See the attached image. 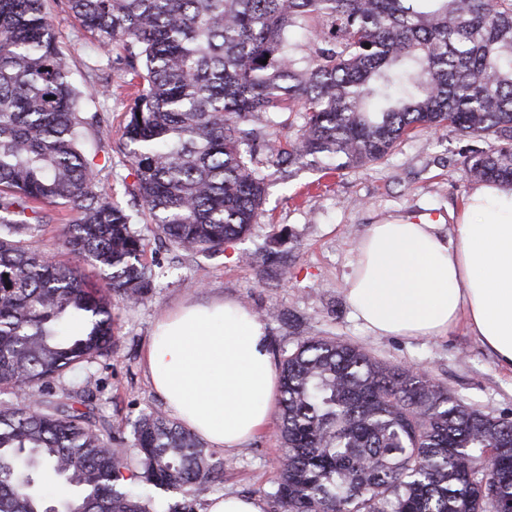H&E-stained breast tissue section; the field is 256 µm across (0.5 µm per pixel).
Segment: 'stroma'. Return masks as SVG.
<instances>
[{
  "instance_id": "1",
  "label": "stroma",
  "mask_w": 512,
  "mask_h": 512,
  "mask_svg": "<svg viewBox=\"0 0 512 512\" xmlns=\"http://www.w3.org/2000/svg\"><path fill=\"white\" fill-rule=\"evenodd\" d=\"M47 9L73 86L95 91V102L108 118L104 133L89 134L83 149L107 165L101 189L132 208L127 192L134 181L132 166L118 150L131 101L128 77L110 65L115 49L101 47L99 37L87 33L55 0ZM470 145L452 129L423 131L401 140L378 163L337 172L308 166L287 179L266 152L257 151L268 177L259 224L222 251L193 260L176 257L152 239L147 257L161 263L165 277L150 299L114 304L110 351L86 369L66 374L62 385L91 379L93 406L114 424H130L143 411L163 408L144 365L156 319L185 302L224 298L265 321L274 361L292 353L303 338L332 337L359 345L379 360L417 367L462 402L512 419V373L495 363L465 324L445 336H376L354 317L344 294L355 246L369 225L423 214L440 217L444 231H452L476 186L461 167ZM215 455L224 461V478L197 494L195 512H205L213 496L266 497L278 477L277 422L243 447L228 454L219 449Z\"/></svg>"
}]
</instances>
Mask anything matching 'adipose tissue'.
I'll return each mask as SVG.
<instances>
[{
  "label": "adipose tissue",
  "instance_id": "ef3b65f1",
  "mask_svg": "<svg viewBox=\"0 0 512 512\" xmlns=\"http://www.w3.org/2000/svg\"><path fill=\"white\" fill-rule=\"evenodd\" d=\"M346 297L377 336H444L466 323L512 372V189L475 187L447 235L420 218L370 225ZM144 362L171 413L212 447L232 452L271 418L278 373L268 330L240 303L160 316Z\"/></svg>",
  "mask_w": 512,
  "mask_h": 512
}]
</instances>
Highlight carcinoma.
<instances>
[{
	"instance_id": "carcinoma-1",
	"label": "carcinoma",
	"mask_w": 512,
	"mask_h": 512,
	"mask_svg": "<svg viewBox=\"0 0 512 512\" xmlns=\"http://www.w3.org/2000/svg\"><path fill=\"white\" fill-rule=\"evenodd\" d=\"M46 3L0 0V512H155L136 480L194 512L224 462L190 429L151 410L128 432L94 414L88 382L56 389L108 351L112 302L151 295L160 272L137 225L186 258L245 236L265 196L259 141L282 170L341 171L453 127L493 137L464 175L512 187V0H59L121 43L112 64L135 80L133 213L81 149L104 113L83 110ZM285 113L302 125L283 145L267 128ZM44 205L75 215L55 238L105 291L31 247ZM279 373L274 512H512L511 419L334 338L303 339ZM39 469L68 496L36 491Z\"/></svg>"
}]
</instances>
